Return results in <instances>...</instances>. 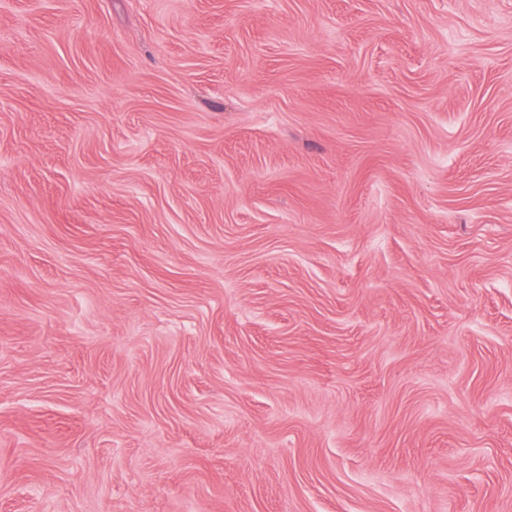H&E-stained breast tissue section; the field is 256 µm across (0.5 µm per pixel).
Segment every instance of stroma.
Listing matches in <instances>:
<instances>
[{
  "instance_id": "35a3bbf8",
  "label": "stroma",
  "mask_w": 512,
  "mask_h": 512,
  "mask_svg": "<svg viewBox=\"0 0 512 512\" xmlns=\"http://www.w3.org/2000/svg\"><path fill=\"white\" fill-rule=\"evenodd\" d=\"M0 512H512V0H0Z\"/></svg>"
}]
</instances>
